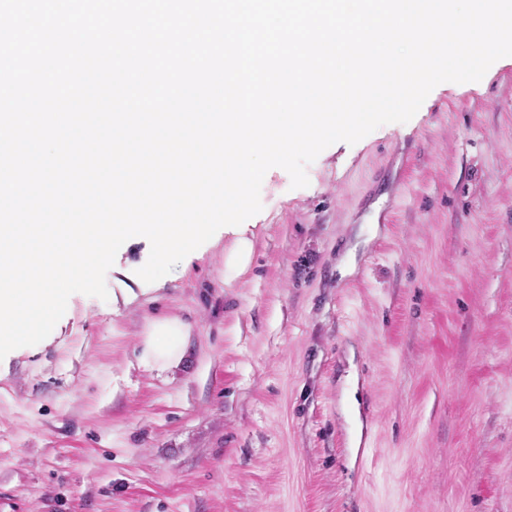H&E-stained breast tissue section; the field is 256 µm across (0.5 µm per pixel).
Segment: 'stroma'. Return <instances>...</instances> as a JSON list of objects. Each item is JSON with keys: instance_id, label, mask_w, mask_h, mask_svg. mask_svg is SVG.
Returning <instances> with one entry per match:
<instances>
[{"instance_id": "obj_1", "label": "stroma", "mask_w": 512, "mask_h": 512, "mask_svg": "<svg viewBox=\"0 0 512 512\" xmlns=\"http://www.w3.org/2000/svg\"><path fill=\"white\" fill-rule=\"evenodd\" d=\"M307 175L266 172L243 275L73 294L0 360V512H512V65ZM160 315L194 325L172 383L135 361Z\"/></svg>"}]
</instances>
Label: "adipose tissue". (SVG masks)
<instances>
[{
	"label": "adipose tissue",
	"mask_w": 512,
	"mask_h": 512,
	"mask_svg": "<svg viewBox=\"0 0 512 512\" xmlns=\"http://www.w3.org/2000/svg\"><path fill=\"white\" fill-rule=\"evenodd\" d=\"M192 333V324L180 317L152 319L139 343V365L165 381H174L186 364Z\"/></svg>",
	"instance_id": "ef3b65f1"
}]
</instances>
